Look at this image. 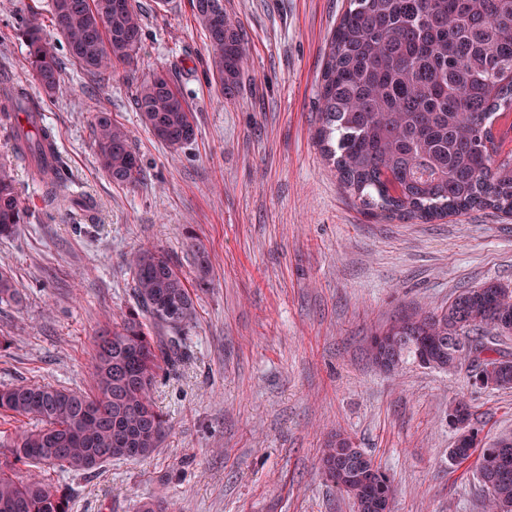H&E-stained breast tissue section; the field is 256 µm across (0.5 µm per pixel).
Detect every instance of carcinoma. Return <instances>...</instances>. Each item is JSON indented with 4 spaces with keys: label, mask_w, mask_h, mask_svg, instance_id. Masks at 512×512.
I'll return each instance as SVG.
<instances>
[{
    "label": "carcinoma",
    "mask_w": 512,
    "mask_h": 512,
    "mask_svg": "<svg viewBox=\"0 0 512 512\" xmlns=\"http://www.w3.org/2000/svg\"><path fill=\"white\" fill-rule=\"evenodd\" d=\"M192 0L207 41L210 69L225 94L237 92L247 57L243 35L226 12L219 28ZM51 24L70 57L89 72L105 74L133 65L143 16L135 0H52ZM27 63L45 95L62 89L53 46L32 16L23 31ZM512 0H348L333 31L321 74L316 138L343 187L371 212L422 221L473 210L512 214V162L493 158L492 123L512 110ZM142 121L167 147L196 136L193 112L168 72L157 70L136 91ZM41 111L19 87L13 104H0V130L8 132L12 159L35 167L50 204H71L52 129H21L19 115ZM101 166L113 183L139 182L140 160L128 130L108 115L92 125ZM27 216L12 164L0 163V238L13 236ZM134 307L98 339L94 391L52 385L0 387V415L35 419L41 427L19 435L0 461V512H71L67 485L38 474L20 480L22 465L91 475L121 459L150 457L168 424L152 391L159 373L188 356L185 332L194 315L187 279L161 252L143 250L129 261ZM16 288L0 271V303H17ZM407 340L398 362L411 359L444 371L456 366L453 336L496 353L488 335H512V287L485 283L461 291L431 312L391 324ZM487 380L512 388V363ZM325 480L359 502L362 512L394 493L392 477L364 450L343 438L321 459ZM478 474L490 509L512 502V437L482 447Z\"/></svg>",
    "instance_id": "cac0c4a2"
}]
</instances>
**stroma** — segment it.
Masks as SVG:
<instances>
[{
	"instance_id": "stroma-1",
	"label": "stroma",
	"mask_w": 512,
	"mask_h": 512,
	"mask_svg": "<svg viewBox=\"0 0 512 512\" xmlns=\"http://www.w3.org/2000/svg\"><path fill=\"white\" fill-rule=\"evenodd\" d=\"M49 0H0V66L40 99L72 200L94 221L47 205L30 170L14 176L29 217L0 239V269L21 299L0 304V385L88 389L99 330L132 305L128 262L162 250L187 277L196 313L189 357L160 373L153 397L169 430L144 461L91 477L59 469L72 512H136L161 496L173 512H354L320 459L349 436L394 480L391 512H485L475 460L450 457L448 407L467 400L483 442L512 434V389H477L467 370L413 361L381 370L370 338L396 318L462 289L512 285V216L471 211L443 221L367 213L317 146L319 79L347 0H224L248 61L235 96L209 70L190 0H137L131 70L87 72L54 44L65 90L45 96L26 63L29 12ZM167 70L194 113V141L174 151L141 123L140 82ZM131 132L136 187L101 170L96 113ZM207 271H200V259Z\"/></svg>"
}]
</instances>
